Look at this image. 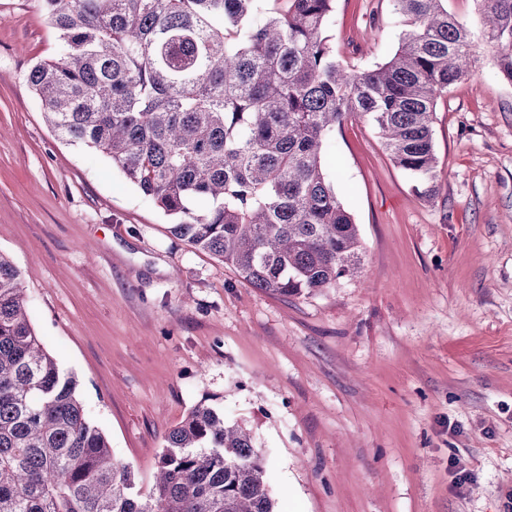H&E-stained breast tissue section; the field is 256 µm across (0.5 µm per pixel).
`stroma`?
Returning a JSON list of instances; mask_svg holds the SVG:
<instances>
[{
    "label": "stroma",
    "instance_id": "35a3bbf8",
    "mask_svg": "<svg viewBox=\"0 0 512 512\" xmlns=\"http://www.w3.org/2000/svg\"><path fill=\"white\" fill-rule=\"evenodd\" d=\"M403 30L392 0H335L325 34L360 73ZM57 45L39 0H0V253L138 486L204 401L252 430L279 512H512V83L492 50L437 101L435 198L366 120L337 128L326 163L363 264L284 298L54 135L27 76Z\"/></svg>",
    "mask_w": 512,
    "mask_h": 512
}]
</instances>
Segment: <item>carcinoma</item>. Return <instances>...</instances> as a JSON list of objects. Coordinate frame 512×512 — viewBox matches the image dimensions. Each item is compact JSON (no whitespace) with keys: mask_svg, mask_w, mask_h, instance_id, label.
I'll list each match as a JSON object with an SVG mask.
<instances>
[{"mask_svg":"<svg viewBox=\"0 0 512 512\" xmlns=\"http://www.w3.org/2000/svg\"><path fill=\"white\" fill-rule=\"evenodd\" d=\"M334 2L42 0L58 52L27 82L48 125L108 157L173 237L255 288L309 296L362 261L325 168L336 128L366 119L429 199L442 179L435 106L475 65L476 42L512 82V0H476L478 34L447 0H393L399 48L359 74L324 35ZM77 387L42 345L22 273L0 253V512H277L265 454L224 413L195 405L143 493Z\"/></svg>","mask_w":512,"mask_h":512,"instance_id":"cac0c4a2","label":"carcinoma"}]
</instances>
